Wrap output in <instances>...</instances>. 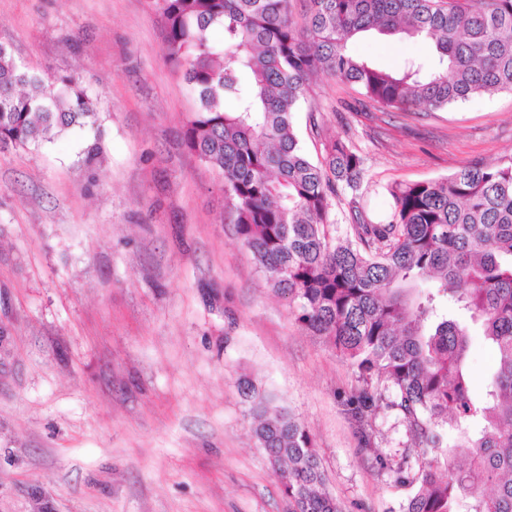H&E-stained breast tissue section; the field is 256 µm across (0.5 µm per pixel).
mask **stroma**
Masks as SVG:
<instances>
[{"label": "stroma", "instance_id": "obj_1", "mask_svg": "<svg viewBox=\"0 0 512 512\" xmlns=\"http://www.w3.org/2000/svg\"><path fill=\"white\" fill-rule=\"evenodd\" d=\"M0 44L29 71L78 73L96 112L0 153V512H290L244 378L309 432L343 512H402L413 489L377 460L418 450L383 407L360 449L355 368L267 284L225 219L221 176L183 143L195 97L150 0H0ZM352 50L395 71L434 45L368 36ZM359 98L321 74L294 115L313 159L329 132L363 161L332 236L355 208L383 221L392 185L512 162V92L411 112Z\"/></svg>", "mask_w": 512, "mask_h": 512}]
</instances>
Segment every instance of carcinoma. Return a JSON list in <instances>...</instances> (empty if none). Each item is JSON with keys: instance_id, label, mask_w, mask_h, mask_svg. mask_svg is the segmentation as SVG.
<instances>
[{"instance_id": "1", "label": "carcinoma", "mask_w": 512, "mask_h": 512, "mask_svg": "<svg viewBox=\"0 0 512 512\" xmlns=\"http://www.w3.org/2000/svg\"><path fill=\"white\" fill-rule=\"evenodd\" d=\"M152 2L166 56L197 101L184 144L223 176L238 238L267 283L356 367L360 448L381 404L403 416L419 449L417 468L394 470L414 487L403 512H458L465 493L467 512H512V164L397 184L387 221L357 213L336 239L332 201L358 190L362 159L327 135L313 163L292 122L319 72L386 109L512 92V0H310L301 29L291 0ZM367 32L430 39L434 52L384 70L349 48ZM95 116L78 77L31 74L0 45V150L50 142ZM472 325L495 362L479 400L466 366ZM239 388L291 512H342L306 429L253 382ZM453 448L470 449L468 463L449 467Z\"/></svg>"}]
</instances>
